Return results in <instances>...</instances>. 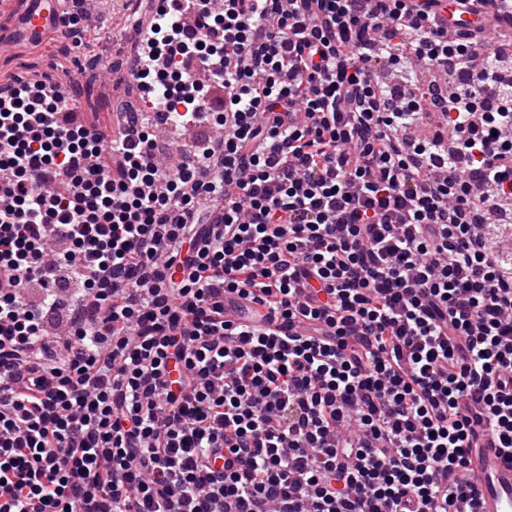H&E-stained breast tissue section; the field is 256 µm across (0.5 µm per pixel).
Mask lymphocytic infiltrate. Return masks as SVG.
<instances>
[{
  "label": "lymphocytic infiltrate",
  "mask_w": 512,
  "mask_h": 512,
  "mask_svg": "<svg viewBox=\"0 0 512 512\" xmlns=\"http://www.w3.org/2000/svg\"><path fill=\"white\" fill-rule=\"evenodd\" d=\"M165 2L128 77L224 130L176 169L141 113L107 162L45 88L0 96V512H456L478 417L512 449V256L479 225L512 205V0ZM236 294H224V320L232 325L243 324L247 318H254L260 320L264 317L263 326H269L271 321V314L261 305L256 303H249L251 310L245 309L241 304Z\"/></svg>",
  "instance_id": "f902f5d3"
}]
</instances>
